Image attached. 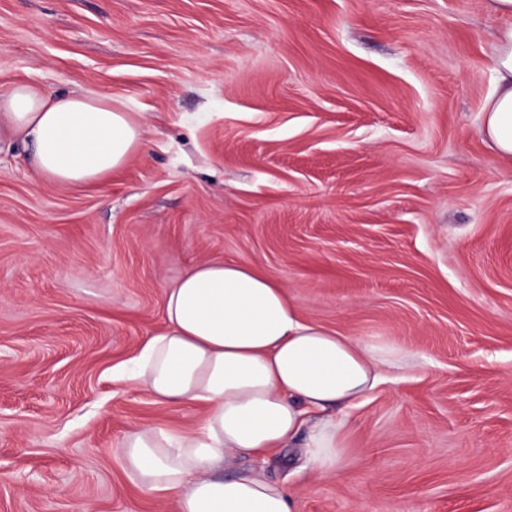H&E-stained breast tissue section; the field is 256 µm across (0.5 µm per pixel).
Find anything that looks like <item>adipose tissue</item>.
<instances>
[{"mask_svg":"<svg viewBox=\"0 0 512 512\" xmlns=\"http://www.w3.org/2000/svg\"><path fill=\"white\" fill-rule=\"evenodd\" d=\"M493 73L479 133L512 161V24L494 35ZM145 134L143 113L94 92L54 95L18 82L0 94V150L22 147L36 173L59 185L103 183L145 151ZM400 357L303 320L286 288L250 266L198 263L168 290L164 325L126 379L156 402L204 412L190 429L130 431L125 468L170 512H294L286 485L226 468L300 438L312 470L339 473L352 409Z\"/></svg>","mask_w":512,"mask_h":512,"instance_id":"1","label":"adipose tissue"}]
</instances>
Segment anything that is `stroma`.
I'll use <instances>...</instances> for the list:
<instances>
[{
  "label": "stroma",
  "mask_w": 512,
  "mask_h": 512,
  "mask_svg": "<svg viewBox=\"0 0 512 512\" xmlns=\"http://www.w3.org/2000/svg\"><path fill=\"white\" fill-rule=\"evenodd\" d=\"M506 23L489 0H0V94L148 119L97 186L0 152V512H161L120 448L200 409L114 373L206 260L408 355L338 475L295 448L237 468L296 512H512V162L478 132Z\"/></svg>",
  "instance_id": "stroma-1"
}]
</instances>
